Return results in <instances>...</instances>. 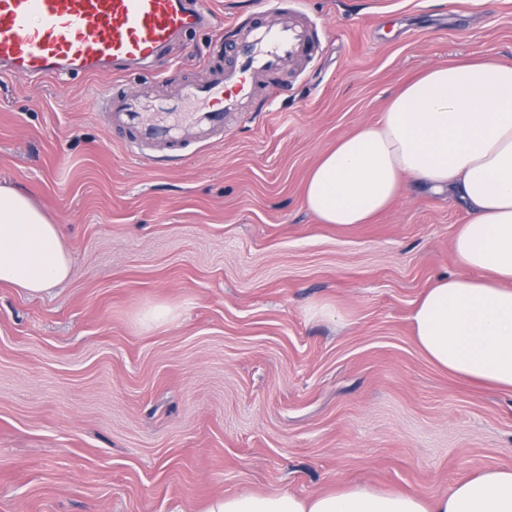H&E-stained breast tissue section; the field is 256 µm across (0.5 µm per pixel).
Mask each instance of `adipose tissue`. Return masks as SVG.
<instances>
[{
    "label": "adipose tissue",
    "instance_id": "ef3b65f1",
    "mask_svg": "<svg viewBox=\"0 0 512 512\" xmlns=\"http://www.w3.org/2000/svg\"><path fill=\"white\" fill-rule=\"evenodd\" d=\"M405 178L458 195L470 215L453 242L467 273L437 279L417 302V344L449 374L512 392V61H451L408 81L377 123L321 155L304 205L322 224H365ZM71 271L59 225L26 193L0 185V284L38 296ZM205 512H512V468L476 471L430 499L346 485L307 498L224 495Z\"/></svg>",
    "mask_w": 512,
    "mask_h": 512
}]
</instances>
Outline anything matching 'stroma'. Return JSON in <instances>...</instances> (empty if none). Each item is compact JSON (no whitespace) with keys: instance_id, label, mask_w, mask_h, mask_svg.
I'll list each match as a JSON object with an SVG mask.
<instances>
[{"instance_id":"stroma-1","label":"stroma","mask_w":512,"mask_h":512,"mask_svg":"<svg viewBox=\"0 0 512 512\" xmlns=\"http://www.w3.org/2000/svg\"><path fill=\"white\" fill-rule=\"evenodd\" d=\"M321 46L264 112L182 157L131 153L100 77L0 79V183L60 224L68 281L0 284V512H203L341 483L424 497L512 467V392L463 382L410 317L464 269L469 214L403 180L371 223L303 204L320 155L424 69L512 61V0H302ZM209 31L163 53L165 95L206 76ZM171 316L147 322L157 307Z\"/></svg>"}]
</instances>
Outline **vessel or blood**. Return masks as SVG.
I'll use <instances>...</instances> for the list:
<instances>
[{"label":"vessel or blood","instance_id":"1","mask_svg":"<svg viewBox=\"0 0 512 512\" xmlns=\"http://www.w3.org/2000/svg\"><path fill=\"white\" fill-rule=\"evenodd\" d=\"M262 18L225 44L235 60L216 65L207 80L181 87L165 113L144 112L142 101L108 83L94 95L98 111L130 146L155 144L172 153L193 131L205 142L224 132V115L243 103L271 99L280 74L311 58L312 29L298 8L260 0ZM206 0H0V72L13 78L67 81L122 67H148L158 52L188 34L223 29Z\"/></svg>","mask_w":512,"mask_h":512}]
</instances>
